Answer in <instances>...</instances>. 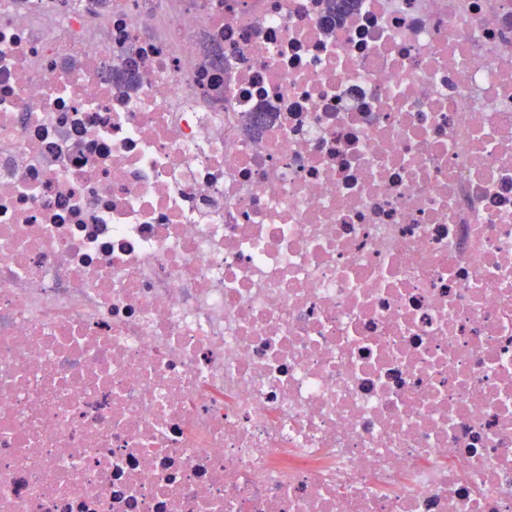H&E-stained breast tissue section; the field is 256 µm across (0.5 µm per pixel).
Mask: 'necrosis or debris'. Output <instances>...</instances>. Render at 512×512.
Segmentation results:
<instances>
[{
	"label": "necrosis or debris",
	"mask_w": 512,
	"mask_h": 512,
	"mask_svg": "<svg viewBox=\"0 0 512 512\" xmlns=\"http://www.w3.org/2000/svg\"><path fill=\"white\" fill-rule=\"evenodd\" d=\"M324 5L0 0V512H512V0Z\"/></svg>",
	"instance_id": "obj_1"
}]
</instances>
